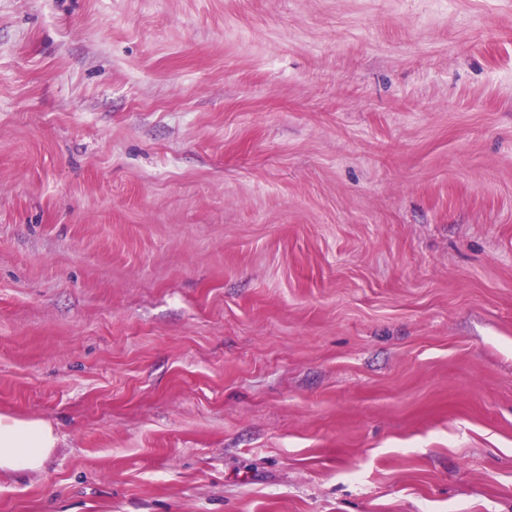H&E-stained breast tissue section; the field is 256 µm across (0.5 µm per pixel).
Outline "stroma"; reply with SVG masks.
<instances>
[{
  "instance_id": "obj_1",
  "label": "stroma",
  "mask_w": 512,
  "mask_h": 512,
  "mask_svg": "<svg viewBox=\"0 0 512 512\" xmlns=\"http://www.w3.org/2000/svg\"><path fill=\"white\" fill-rule=\"evenodd\" d=\"M0 512H512V0H0ZM56 444L53 426L48 422L0 415V471L40 470Z\"/></svg>"
}]
</instances>
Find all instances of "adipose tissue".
I'll return each instance as SVG.
<instances>
[{
	"mask_svg": "<svg viewBox=\"0 0 512 512\" xmlns=\"http://www.w3.org/2000/svg\"><path fill=\"white\" fill-rule=\"evenodd\" d=\"M56 444L54 429L48 422L0 415V471L39 470Z\"/></svg>",
	"mask_w": 512,
	"mask_h": 512,
	"instance_id": "obj_1",
	"label": "adipose tissue"
}]
</instances>
